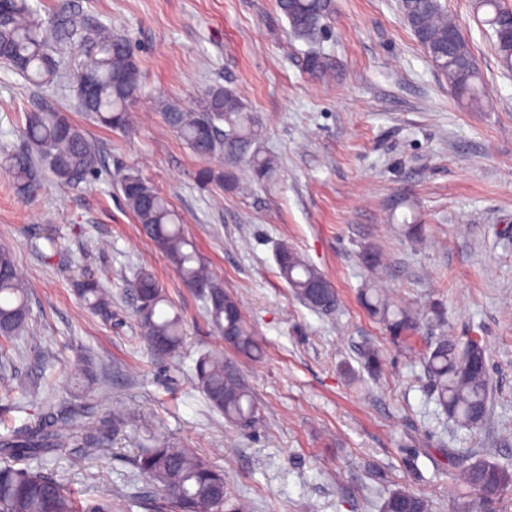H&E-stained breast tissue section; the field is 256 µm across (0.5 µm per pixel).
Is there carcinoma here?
I'll return each instance as SVG.
<instances>
[{"instance_id": "obj_1", "label": "carcinoma", "mask_w": 512, "mask_h": 512, "mask_svg": "<svg viewBox=\"0 0 512 512\" xmlns=\"http://www.w3.org/2000/svg\"><path fill=\"white\" fill-rule=\"evenodd\" d=\"M475 6L490 19L512 11L502 0H475ZM277 7L291 36L310 46L307 72L320 78L332 75L336 60L319 47V40L334 13L333 0H277ZM402 15L448 86L469 107H481L485 94L476 60L439 0H405ZM80 22L66 6L46 27L37 0H0V62L35 84H48L55 75L53 45ZM82 53L84 62L75 86L77 108L104 127L130 130L132 109L143 96V86L129 41L100 23H88ZM161 110L166 123L195 154L224 161V172L206 168L198 173L199 180L216 179L233 187L244 166L254 182L276 183V163L261 150V129L233 88L215 84L194 109L163 101ZM24 117V134L37 156L19 151L0 160L17 196L27 200L35 196L40 164L68 188L78 187L96 172L97 150L64 113L44 106ZM119 187L142 231L168 257L182 283L190 289L202 288L207 316L218 334H229L227 344L238 354L260 358L263 349L238 300L210 275L166 197L132 168L119 174ZM275 260L280 277L306 306L315 308L308 298V284L325 279L324 274L286 246L278 247ZM78 293L94 312L103 313L110 306L109 293L97 282L81 283ZM134 295L142 340L156 354L175 355L183 342V320L177 311L168 310L170 303L153 273L138 275ZM361 299L369 314L395 337L416 328L425 317V311L396 303L376 285L364 289ZM29 315L27 288L11 252L0 248V340L16 339ZM422 359L431 393L443 413L472 433L479 430L488 416L490 395L488 359L481 341L440 336ZM195 378L211 407L230 425L247 428L256 422L254 393L233 363L219 354L205 353L196 361ZM61 419L58 406L46 400L32 419L0 436V512H112V498L81 500L63 483L30 466L45 450L66 444L68 435ZM133 464L140 476L159 488V507L167 512H247L245 503L232 496L224 473L191 450L160 441L141 452ZM459 477L472 497L456 503L453 512H481L488 498L512 491V470L486 459L461 467ZM381 512H431V504L397 488L388 493Z\"/></svg>"}]
</instances>
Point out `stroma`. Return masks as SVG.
I'll return each instance as SVG.
<instances>
[{"label":"stroma","mask_w":512,"mask_h":512,"mask_svg":"<svg viewBox=\"0 0 512 512\" xmlns=\"http://www.w3.org/2000/svg\"><path fill=\"white\" fill-rule=\"evenodd\" d=\"M399 2L336 0L322 47L337 72L316 80L275 0H40L43 21L69 4L124 35L145 96L127 133L78 111L79 28L56 54L50 85L0 63V157L24 149V114L47 103L86 131L101 160L74 189L42 171L28 202L0 169V247L12 251L30 300L26 331L0 348V434L27 420L28 393H54L74 422L68 445L33 467L82 497L126 501L122 512H151L156 491L132 460L162 439L222 469L249 512H380L398 487L450 512L466 489L445 449L512 468V71L473 0H440L486 88L483 108L467 109ZM216 83L235 88L257 117L262 149L279 168L273 187L245 172L231 191L201 185L198 171L221 163L194 155L155 105L195 107ZM121 168L137 169L170 201L261 340L260 361H238L259 401L254 427L226 424L195 386L201 354L233 353L126 208L114 181ZM411 213L426 227L422 241L398 229ZM283 244L333 282V310L292 294L275 262ZM369 248L386 267L381 288L429 312L396 341L359 301L373 280ZM144 269L184 316L175 356L153 355L139 339L131 284ZM88 279L110 292L109 316L80 304L75 287ZM446 335L479 338L487 350L490 409L475 434L441 412L425 377L421 356ZM368 347L380 353V375L363 364ZM82 367L92 378L78 391L72 378ZM118 410L126 420L115 430L108 422Z\"/></svg>","instance_id":"stroma-1"}]
</instances>
